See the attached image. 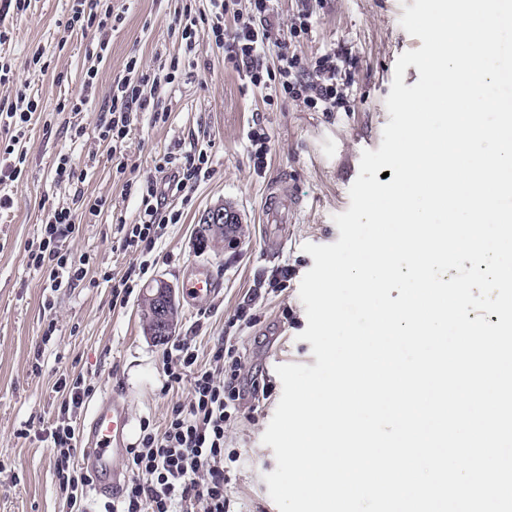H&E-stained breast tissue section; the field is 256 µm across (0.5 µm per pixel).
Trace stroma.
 Listing matches in <instances>:
<instances>
[{"label":"stroma","instance_id":"obj_1","mask_svg":"<svg viewBox=\"0 0 512 512\" xmlns=\"http://www.w3.org/2000/svg\"><path fill=\"white\" fill-rule=\"evenodd\" d=\"M414 0H278L270 21L284 27L303 12L314 21L308 38L296 44L312 58L328 49L341 53L345 108L333 112L303 101L265 102L263 93L243 85L223 49L204 45L177 82L154 92L166 122L151 124L148 113L131 116L124 142L127 177L154 174L163 151L199 145L210 155L211 173L190 190L179 223L168 225L155 251L153 278L181 288L185 271L203 267L223 282L219 294L191 305L180 299L177 338L191 341L207 355L217 341L241 357V386L246 394L238 413L224 427V463L231 512H278L264 474L276 468L272 447L262 435L282 393L275 372L281 364L315 365L310 342L299 335L307 327L299 285L313 267L307 243L331 244L339 231L333 215L350 205L349 188L359 172L363 150L378 149L390 116V93L397 58L421 47L399 24ZM72 0H31L26 14L4 22L9 39L0 56L12 64L13 78L0 85V101L25 92L38 101L20 144L22 174L5 187L12 199L0 210V512H69L57 492L53 459L37 438L16 437L21 424H48L57 407L53 385L61 373L83 376L95 393L110 391L126 399L133 423L150 419L164 427L172 405L187 400L183 388L164 390V345L144 333L141 291L122 307L112 305V285L103 273L121 276L129 262L118 250V220L133 222L135 198L125 196L110 148L99 137L108 120L112 90L127 76L125 64L137 56L144 73L183 55L178 34L181 0H112L122 21L109 36L102 61L91 58L92 35L66 29ZM42 51L44 69L29 65ZM97 67L95 98L82 111L67 110L84 72ZM86 134L72 140L73 126ZM261 129L271 151L263 169H254L248 135ZM85 169L82 182L55 183L61 155ZM278 186L296 206L288 224L264 221L263 198ZM105 202L101 215L82 224L66 242L73 259H85V280L58 290L26 265V248L40 233L45 211H80L84 201ZM234 211L241 229L236 244L199 252L195 226L216 205ZM56 331L41 336L47 324ZM261 391L251 392L252 382Z\"/></svg>","mask_w":512,"mask_h":512}]
</instances>
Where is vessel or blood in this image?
Listing matches in <instances>:
<instances>
[{
    "label": "vessel or blood",
    "instance_id": "b4317fda",
    "mask_svg": "<svg viewBox=\"0 0 512 512\" xmlns=\"http://www.w3.org/2000/svg\"><path fill=\"white\" fill-rule=\"evenodd\" d=\"M289 202L277 187H270L263 211L267 223L284 224L288 221ZM189 301L209 298L220 290L218 279L207 269L187 271L183 280ZM130 413L124 400L112 393L101 394L92 404L81 425L83 446L78 457L80 466L95 479L97 492H118L124 479L115 463L128 452Z\"/></svg>",
    "mask_w": 512,
    "mask_h": 512
}]
</instances>
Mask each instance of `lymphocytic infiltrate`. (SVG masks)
<instances>
[{
	"instance_id": "1",
	"label": "lymphocytic infiltrate",
	"mask_w": 512,
	"mask_h": 512,
	"mask_svg": "<svg viewBox=\"0 0 512 512\" xmlns=\"http://www.w3.org/2000/svg\"><path fill=\"white\" fill-rule=\"evenodd\" d=\"M246 17L237 22L232 37L224 35V20L234 14L238 0H210L209 15L196 14L185 4L178 30L189 53H196L202 34H211L225 58L233 62L244 81L261 88L269 99L301 100L323 105L335 111L344 101L337 91L335 51H327L314 62L303 60L291 48L293 40L310 33L311 13L301 14L289 30L272 27L270 17L276 0H248ZM276 54L277 69L267 64L268 54ZM185 67L182 59H171L160 73H140L137 58L127 62L129 79L118 83L112 93V117L101 131L111 143L112 162L117 172H125L123 144L129 132L132 111L150 113L153 123L165 121V113L156 111L146 85L173 84ZM39 108L28 102L25 110L14 104L0 103V173L14 181L21 169L14 161L21 130ZM210 156L205 148L190 147L174 153L164 152L155 175L126 179L123 192L136 197L135 222L117 226L118 247L131 260L124 273L112 281L113 305L128 302L135 288L153 268L151 256L164 229L178 223L180 214L170 208L174 196H188L194 183L210 174ZM80 229L71 210L49 209L40 228L38 243L26 249V265L41 274L49 288L58 289L83 280L87 271L77 264L62 246L64 240ZM223 343H215L207 362H199L198 352L185 339L173 341L163 354L165 388L186 385L188 401L172 407L164 428L154 427L150 419L140 422L137 444L130 448L125 467L130 477L120 497L104 503L103 512H227L224 477V425L237 409L240 398L233 389L239 379L238 367H226ZM60 402L51 423L44 430L53 458L58 489L71 512H80L91 484V477L79 468L78 420L90 389L80 377L60 375L54 385Z\"/></svg>"
}]
</instances>
